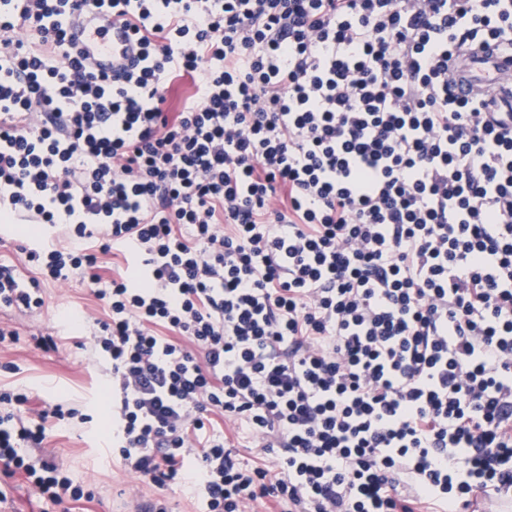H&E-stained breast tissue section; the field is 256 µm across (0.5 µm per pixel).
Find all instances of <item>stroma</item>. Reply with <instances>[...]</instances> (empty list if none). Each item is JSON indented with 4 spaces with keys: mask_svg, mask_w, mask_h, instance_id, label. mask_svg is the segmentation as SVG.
Here are the masks:
<instances>
[{
    "mask_svg": "<svg viewBox=\"0 0 512 512\" xmlns=\"http://www.w3.org/2000/svg\"><path fill=\"white\" fill-rule=\"evenodd\" d=\"M44 306L34 314L15 309H0V323L12 326L19 334L17 343L0 346V390L23 387L31 391L32 410L56 402L91 414L92 422L70 420L49 431L42 453L60 464L84 488L94 490L90 505L69 503L70 512H127L131 499L143 502L164 498L170 512H197L193 493L183 487L158 490L124 471L119 461L105 450L106 429L111 428L108 402L109 381L101 364L89 348L91 325L70 323L65 314L94 311L98 303L79 275L43 286ZM53 334L57 347L44 350L35 335Z\"/></svg>",
    "mask_w": 512,
    "mask_h": 512,
    "instance_id": "stroma-1",
    "label": "stroma"
}]
</instances>
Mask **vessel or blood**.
<instances>
[{
	"mask_svg": "<svg viewBox=\"0 0 512 512\" xmlns=\"http://www.w3.org/2000/svg\"><path fill=\"white\" fill-rule=\"evenodd\" d=\"M73 32L81 58L94 69L109 72L124 64V37L88 14L77 17ZM455 93L480 94L493 109L512 112V57L482 49L464 51L454 63Z\"/></svg>",
	"mask_w": 512,
	"mask_h": 512,
	"instance_id": "b4317fda",
	"label": "vessel or blood"
}]
</instances>
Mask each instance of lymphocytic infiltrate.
I'll return each instance as SVG.
<instances>
[{"label": "lymphocytic infiltrate", "instance_id": "1", "mask_svg": "<svg viewBox=\"0 0 512 512\" xmlns=\"http://www.w3.org/2000/svg\"><path fill=\"white\" fill-rule=\"evenodd\" d=\"M87 6L133 65L78 60ZM491 45L512 54V0H0V223L68 240L19 246L29 282L0 263V306L87 278L128 472L201 512L512 498V118L448 82ZM28 401L0 392V475L85 499L35 450L90 415ZM224 434H226L228 445L232 450V453L237 455L242 462L250 464L254 459L253 454L251 453L250 448H243L245 445H249L248 441H251V435L248 434L245 430L243 431L239 428V425L234 422L226 421L224 423Z\"/></svg>", "mask_w": 512, "mask_h": 512}]
</instances>
